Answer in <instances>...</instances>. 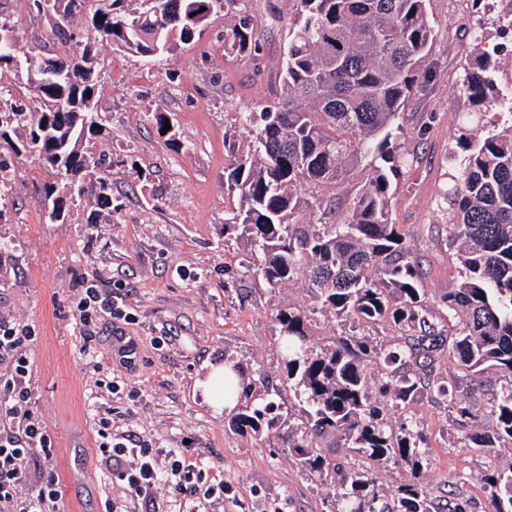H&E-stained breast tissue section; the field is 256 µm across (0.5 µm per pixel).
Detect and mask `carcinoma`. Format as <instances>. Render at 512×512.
Wrapping results in <instances>:
<instances>
[{"instance_id": "1", "label": "carcinoma", "mask_w": 512, "mask_h": 512, "mask_svg": "<svg viewBox=\"0 0 512 512\" xmlns=\"http://www.w3.org/2000/svg\"><path fill=\"white\" fill-rule=\"evenodd\" d=\"M48 19L61 56L50 71L33 68L11 22L15 2ZM244 0H0V200L14 176L13 159L30 154L51 174L38 204L65 224L66 205L94 187L112 208V183L97 176L112 157L93 146L107 131L100 106L107 76L93 35L144 57L193 42L210 17L224 13V53L258 51L254 19ZM282 96L260 113L262 125L238 148L224 187L236 199L224 233L249 249L245 272L268 287L302 281L310 303L276 309L281 360L301 417L281 434L282 406L271 391L234 416L264 433L303 471L339 486L328 512H470L454 498L439 509L424 487L408 484L386 501L367 471L336 458V443L377 466H423L422 435L405 415L421 391L434 393L456 415L467 448L512 446V122L495 120L499 62L477 45L460 91L474 110L462 115L458 171L436 202L448 224V250L460 266L456 288L441 296L436 319L423 288V266L392 220L393 180L412 165L400 123L406 102L428 88L437 33L429 0H293ZM31 95L30 110L21 95ZM363 173L353 193L336 187ZM388 321L397 343L382 350L356 333L311 343L312 326ZM466 380L491 368L505 382L488 413L492 433L471 431L481 407L472 392L440 381L443 352ZM385 375L372 392L363 361ZM403 417L394 429L387 415ZM481 480L491 512H512V465L490 460Z\"/></svg>"}]
</instances>
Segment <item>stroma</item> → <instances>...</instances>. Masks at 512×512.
Segmentation results:
<instances>
[{
	"mask_svg": "<svg viewBox=\"0 0 512 512\" xmlns=\"http://www.w3.org/2000/svg\"><path fill=\"white\" fill-rule=\"evenodd\" d=\"M255 18L258 55L224 52V20L213 18L190 46L146 62L140 55L99 42L108 68L101 98L109 135L96 142L116 164L106 171L112 205L86 195L67 224L49 223L37 203L47 173L35 156L18 159L8 197L0 204V313L34 329L30 388L35 410L62 462L63 512H101L110 492L96 457L87 397L98 375H115L139 390L137 399L100 392L97 403L167 448L189 447L214 461L230 488L211 512H326L333 485L308 477L265 435L233 426L231 412L215 413L196 382L205 363L235 364L242 385L237 404L253 403L262 382L287 392L278 355L275 308L309 303L300 283L270 291L243 276L247 251L224 231L232 200L224 168L247 131L238 114L262 112L279 95L293 0H247ZM501 0H429L438 24L431 56L436 83L404 109L406 131L425 128L427 141L398 180L392 219L420 257L430 303L455 288L459 267L448 249V226L435 206L457 162L460 116L470 111L457 86L474 43L512 57V39L494 19ZM12 20L22 47L46 57L58 49L47 21L20 4ZM167 111L174 142L160 136L152 114ZM95 223H88V215ZM97 277L124 297L136 321L121 325L137 359L124 366L112 354V327L99 328L97 363L82 355V329L73 302L85 280ZM409 414L424 435L422 484L447 502L462 492L472 512H490L481 482L490 454L464 448L447 403L422 393Z\"/></svg>",
	"mask_w": 512,
	"mask_h": 512,
	"instance_id": "stroma-1",
	"label": "stroma"
}]
</instances>
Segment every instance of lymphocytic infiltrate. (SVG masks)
Returning a JSON list of instances; mask_svg holds the SVG:
<instances>
[{
    "mask_svg": "<svg viewBox=\"0 0 512 512\" xmlns=\"http://www.w3.org/2000/svg\"><path fill=\"white\" fill-rule=\"evenodd\" d=\"M75 316L83 329L84 353H93L99 324L130 322L122 296L99 278L85 281L77 294ZM33 329L0 316V512H59L62 497L54 464V442L33 406L29 384L35 344ZM94 431L100 466L117 495L105 500L104 512H124L127 502L142 512H207L223 497L224 476L211 462L178 448H163L111 410L96 412ZM45 468L35 489H28L26 464L32 457Z\"/></svg>",
    "mask_w": 512,
    "mask_h": 512,
    "instance_id": "1",
    "label": "lymphocytic infiltrate"
}]
</instances>
